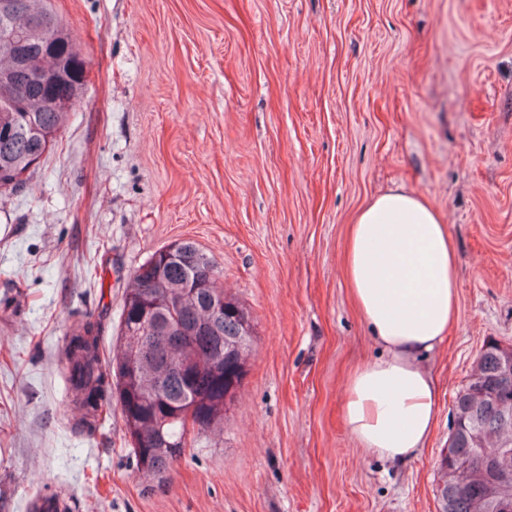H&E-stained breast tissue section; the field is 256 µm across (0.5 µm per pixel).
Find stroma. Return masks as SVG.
I'll return each instance as SVG.
<instances>
[{"label":"stroma","instance_id":"stroma-1","mask_svg":"<svg viewBox=\"0 0 512 512\" xmlns=\"http://www.w3.org/2000/svg\"><path fill=\"white\" fill-rule=\"evenodd\" d=\"M78 104L0 196V512H437L456 393L512 346V0H54ZM443 214L459 320L425 365L437 425L403 463L348 428L379 354L347 286L349 226L397 186ZM188 240L254 324L224 429L143 476L120 405L80 432L71 325L116 341L123 295Z\"/></svg>","mask_w":512,"mask_h":512}]
</instances>
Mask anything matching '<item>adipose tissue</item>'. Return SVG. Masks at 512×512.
<instances>
[{
    "mask_svg": "<svg viewBox=\"0 0 512 512\" xmlns=\"http://www.w3.org/2000/svg\"><path fill=\"white\" fill-rule=\"evenodd\" d=\"M344 270L382 349L347 382L345 420L363 447L403 462L436 424L437 388L421 360L458 319L455 243L441 212L399 186L357 214Z\"/></svg>",
    "mask_w": 512,
    "mask_h": 512,
    "instance_id": "adipose-tissue-1",
    "label": "adipose tissue"
}]
</instances>
